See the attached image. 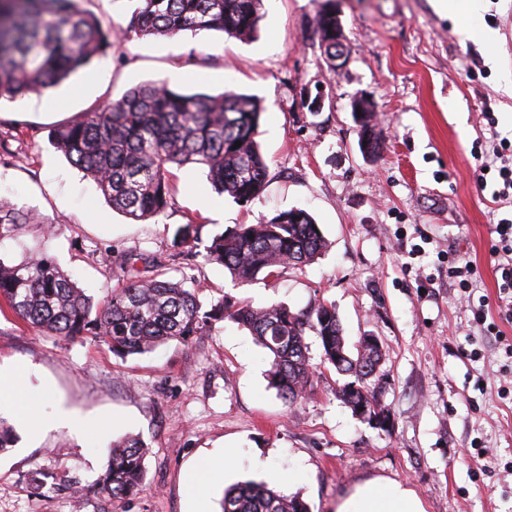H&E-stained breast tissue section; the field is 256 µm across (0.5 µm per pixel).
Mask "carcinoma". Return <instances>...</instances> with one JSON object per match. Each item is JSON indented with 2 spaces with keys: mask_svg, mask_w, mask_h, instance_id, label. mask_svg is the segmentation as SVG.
<instances>
[{
  "mask_svg": "<svg viewBox=\"0 0 512 512\" xmlns=\"http://www.w3.org/2000/svg\"><path fill=\"white\" fill-rule=\"evenodd\" d=\"M81 0H0V100L14 101L55 87L87 68L112 46L105 26ZM127 30L169 37L202 31L251 40L264 18L262 0H139ZM323 0L314 30L325 59L336 56V17ZM263 108L252 96L225 91L211 96L185 93L165 81H151L120 98L83 112L50 132L52 147L91 178L112 210L133 222L166 212L173 203V167L202 169L213 190L241 204L259 198L270 170L257 141ZM240 146H235L236 142ZM362 153L376 157L383 142L371 122L359 133ZM42 223L39 215L0 199V239L23 224ZM204 225L191 217L178 227L171 258L200 257L224 267L239 284L261 273L269 277L286 265H306L327 248L322 231L305 210L292 208L263 224H237L203 240ZM129 277L104 299L81 288L49 255L32 262L0 259V314L64 340L92 336L120 356L144 354L160 343L193 339L228 318L249 330L271 356L267 373L279 397L294 403L313 387V367L305 333L316 334L323 361L341 376H353V389L336 395L351 410L361 402L388 411L381 370L383 350L360 339L356 354L345 347L336 308L318 302L291 312L275 304L254 308L220 299L203 307L195 288L168 276L165 265L130 250L122 260ZM145 450L127 436L112 443L102 474L93 484L110 498L135 496L145 487ZM222 512H310L296 495L265 483L247 481L224 492Z\"/></svg>",
  "mask_w": 512,
  "mask_h": 512,
  "instance_id": "cac0c4a2",
  "label": "carcinoma"
}]
</instances>
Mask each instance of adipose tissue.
<instances>
[{
    "label": "adipose tissue",
    "mask_w": 512,
    "mask_h": 512,
    "mask_svg": "<svg viewBox=\"0 0 512 512\" xmlns=\"http://www.w3.org/2000/svg\"><path fill=\"white\" fill-rule=\"evenodd\" d=\"M440 12L452 17L462 35L480 41L487 54H494L495 33L483 24L485 0H436ZM336 512H424L417 494L387 479H371L357 485L336 505Z\"/></svg>",
    "instance_id": "1"
}]
</instances>
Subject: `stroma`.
Returning <instances> with one entry per match:
<instances>
[{
    "mask_svg": "<svg viewBox=\"0 0 512 512\" xmlns=\"http://www.w3.org/2000/svg\"><path fill=\"white\" fill-rule=\"evenodd\" d=\"M322 0H263L258 36L240 41L203 31L156 38L126 33L136 0H87L112 25V46L61 85L0 102V198L34 209L56 226L22 225L0 239V260L54 256L95 298L121 287L124 252H173L177 228L202 215L204 235L261 224L297 207L327 242L308 265L235 285L223 267L176 260L203 302L222 297L300 312L332 304L347 345L381 340L388 429L357 419L336 396L344 378L322 364L311 392L284 402L266 377L269 353L231 320L144 355L120 357L93 339L66 341L0 316V365L18 368L20 391L0 401L18 433L0 453V512H189L187 469L208 455L229 456L203 487L210 512L224 490L267 483L300 495L311 512H336L356 485L385 478L413 490L425 512H512V367L483 335L467 299L496 301L490 262L494 217L512 215L482 190L473 142L491 152L512 141V0H487L486 24L499 35L494 58L462 40L431 0H340L349 64L331 71L313 19ZM164 80L188 93L236 91L264 111L259 141L270 170L260 199L239 205L214 192L199 169L178 170L173 203L135 223L112 211L95 182L52 148L50 131L128 89ZM375 104L381 154L364 157L351 101ZM322 96L312 112L303 101ZM476 265L470 298L448 277V254ZM38 404L39 437L23 431L21 410ZM69 410L83 426L57 422ZM135 435L146 446L145 490L111 499L90 491L112 442ZM85 490L81 502L73 487Z\"/></svg>",
    "mask_w": 512,
    "mask_h": 512,
    "instance_id": "1",
    "label": "stroma"
}]
</instances>
